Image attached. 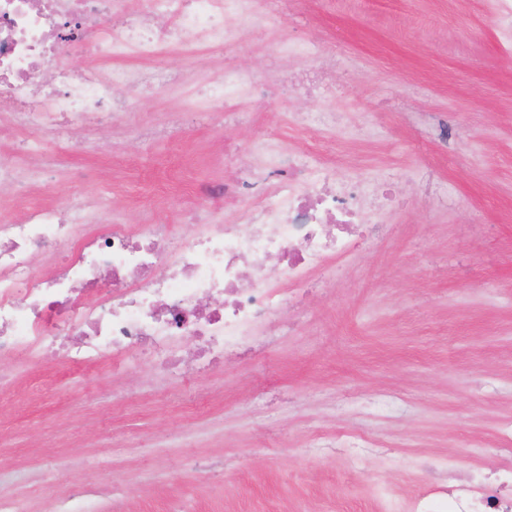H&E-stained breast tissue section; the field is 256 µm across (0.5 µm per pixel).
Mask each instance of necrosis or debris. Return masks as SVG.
<instances>
[{
    "label": "necrosis or debris",
    "instance_id": "1",
    "mask_svg": "<svg viewBox=\"0 0 512 512\" xmlns=\"http://www.w3.org/2000/svg\"><path fill=\"white\" fill-rule=\"evenodd\" d=\"M279 0H0V106L5 126L21 134L26 166L0 163V190L44 184L58 156L50 135L79 151L85 128L112 129L141 102L169 90L182 74L149 63L174 44L228 49L246 30L279 22ZM90 43L102 62L80 73L58 68L48 92L40 74L60 47ZM140 65L126 64L127 56ZM288 73L257 79L228 67L210 78L203 99L216 119L231 120L243 101L290 83ZM126 99H118L117 90ZM254 151L262 166L232 179L200 184L196 206L184 213L191 234L172 224L119 223L111 210L78 195L62 210L28 207L16 223H0V357L53 355L96 365L107 354L149 357L168 378L187 375L182 355L194 342L200 357L256 351L274 343L272 320L297 306L313 273L352 260L365 229L380 230L384 214L377 181L337 179L322 154H284L271 139ZM237 203L230 224L209 221L216 200ZM67 246L61 273L35 269L31 259ZM217 299L212 308L202 297ZM502 457L496 476L473 467L449 481H432L383 512H512V420L497 433Z\"/></svg>",
    "mask_w": 512,
    "mask_h": 512
}]
</instances>
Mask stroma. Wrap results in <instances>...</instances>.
<instances>
[{"instance_id":"1","label":"stroma","mask_w":512,"mask_h":512,"mask_svg":"<svg viewBox=\"0 0 512 512\" xmlns=\"http://www.w3.org/2000/svg\"><path fill=\"white\" fill-rule=\"evenodd\" d=\"M282 38L335 53L330 95L247 102L244 122L220 128L193 87L164 92L95 133V154L63 153L46 194L63 207L80 184L121 223L189 234L180 211L202 179L252 167L260 138L312 145L294 116L327 106L373 126L359 142L328 136L338 177L388 179L399 206L384 235L307 295L275 346L181 381L109 356L0 358V498L29 512L80 489L96 512H374L427 480L422 463L495 466L512 417V55L494 2L292 0L276 31L201 54L198 75L261 74ZM175 106L183 136L139 135ZM339 433L389 452L319 447Z\"/></svg>"}]
</instances>
